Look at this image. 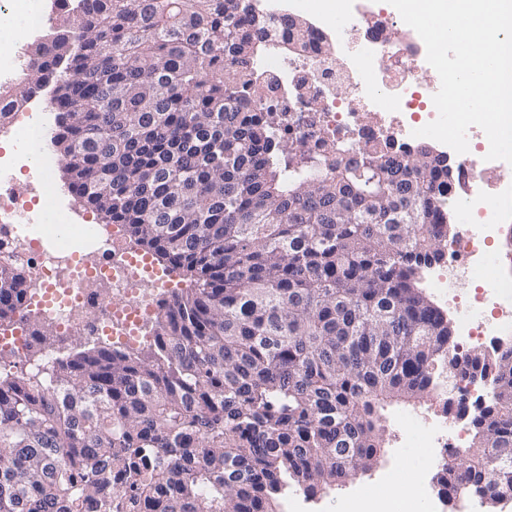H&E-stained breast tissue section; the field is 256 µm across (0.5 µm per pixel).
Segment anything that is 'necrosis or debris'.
<instances>
[{"mask_svg":"<svg viewBox=\"0 0 512 512\" xmlns=\"http://www.w3.org/2000/svg\"><path fill=\"white\" fill-rule=\"evenodd\" d=\"M269 20L267 50L254 66L284 138L312 147L322 140L344 142L350 153L390 139L402 149L415 144L420 109L436 116L432 97L436 86L418 88L416 73L426 67V48L416 31L397 44L384 41L381 22L368 21L366 10L341 22L321 15L309 22L291 54L281 47L289 40L283 10L271 0H255ZM0 81H10L19 69L11 48L44 22L43 0H0ZM477 152L464 153L457 183L450 195L478 217L448 249V271L433 287L446 289L457 277L483 280L484 288L462 323L463 335L477 339L491 331L512 334V280L484 275L482 248L496 220L493 191L483 178L487 170V137L469 129ZM48 180L39 185L18 180L11 160L0 158V253L7 252L30 268L27 301L10 335L0 344L24 354L29 342L26 319L38 311L57 336L112 337L126 344L140 342L161 289L152 266L127 259L119 236L105 237L101 256L86 262L77 238L97 233L94 224L78 223L56 199ZM404 443L415 444L435 465L448 461L449 449L465 442L464 430L448 434L432 424L416 423L403 432Z\"/></svg>","mask_w":512,"mask_h":512,"instance_id":"obj_1","label":"necrosis or debris"}]
</instances>
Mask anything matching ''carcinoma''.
Returning <instances> with one entry per match:
<instances>
[{
	"mask_svg": "<svg viewBox=\"0 0 512 512\" xmlns=\"http://www.w3.org/2000/svg\"><path fill=\"white\" fill-rule=\"evenodd\" d=\"M61 24L0 85V123L54 84L49 141L68 189L194 278L147 349L93 347L0 372V512H276L377 466L394 403L432 404L451 366L492 374L446 495L494 496L512 460V346L460 353L416 287L445 256L448 181L426 149L279 136L250 96L266 21L240 0H61ZM24 269L0 261V323Z\"/></svg>",
	"mask_w": 512,
	"mask_h": 512,
	"instance_id": "carcinoma-1",
	"label": "carcinoma"
}]
</instances>
